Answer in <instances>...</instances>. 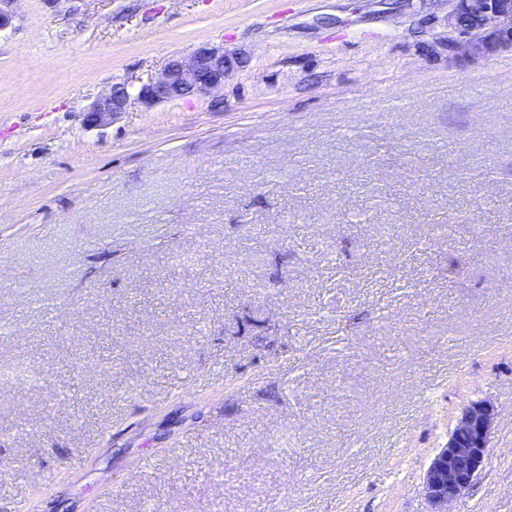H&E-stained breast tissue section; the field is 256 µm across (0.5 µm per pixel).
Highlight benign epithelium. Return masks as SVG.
<instances>
[{
	"label": "benign epithelium",
	"mask_w": 512,
	"mask_h": 512,
	"mask_svg": "<svg viewBox=\"0 0 512 512\" xmlns=\"http://www.w3.org/2000/svg\"><path fill=\"white\" fill-rule=\"evenodd\" d=\"M448 51L472 58L512 53V0H450ZM238 58L224 47H201L189 59L172 58L157 77L134 85L116 84L85 113V123L102 127L135 105L151 107L188 97H209L224 89V79ZM497 415L489 401L465 405L448 441L431 459L423 477V492L432 512H448V504L479 477L490 453Z\"/></svg>",
	"instance_id": "7a95c632"
}]
</instances>
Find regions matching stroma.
I'll use <instances>...</instances> for the list:
<instances>
[{"mask_svg": "<svg viewBox=\"0 0 512 512\" xmlns=\"http://www.w3.org/2000/svg\"><path fill=\"white\" fill-rule=\"evenodd\" d=\"M0 507L512 512V54L449 0H0ZM205 44L219 94L113 84ZM448 52L472 58L512 53V0H449ZM238 57L224 52V47H201L190 59L172 58L157 77L134 83L116 84L85 112V123L102 127L118 114L135 105L151 107L161 102L188 97H209L224 89V79ZM496 415V407L486 400L463 407L448 441L435 453L423 477L431 512H448V504L477 480L489 457Z\"/></svg>", "mask_w": 512, "mask_h": 512, "instance_id": "1", "label": "stroma"}]
</instances>
